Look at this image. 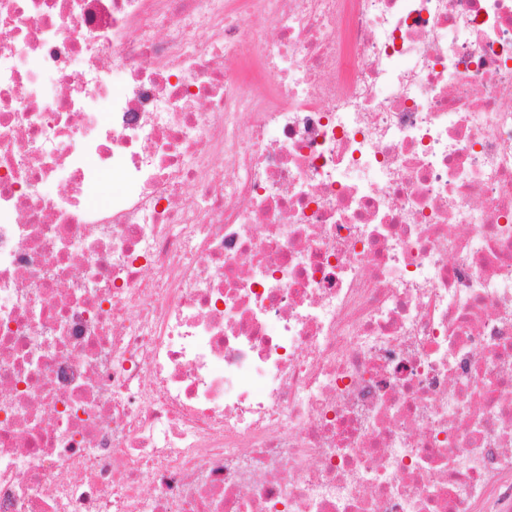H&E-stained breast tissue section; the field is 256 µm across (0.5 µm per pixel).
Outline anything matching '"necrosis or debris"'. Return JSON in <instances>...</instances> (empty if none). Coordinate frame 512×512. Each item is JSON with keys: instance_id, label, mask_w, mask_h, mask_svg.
<instances>
[{"instance_id": "4bbe7bcc", "label": "necrosis or debris", "mask_w": 512, "mask_h": 512, "mask_svg": "<svg viewBox=\"0 0 512 512\" xmlns=\"http://www.w3.org/2000/svg\"><path fill=\"white\" fill-rule=\"evenodd\" d=\"M0 512H512V0H0Z\"/></svg>"}]
</instances>
